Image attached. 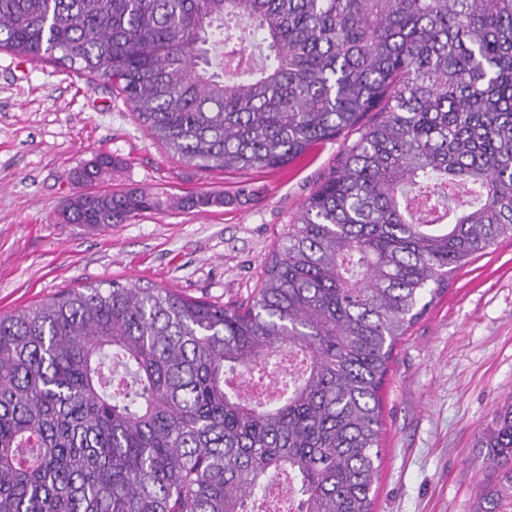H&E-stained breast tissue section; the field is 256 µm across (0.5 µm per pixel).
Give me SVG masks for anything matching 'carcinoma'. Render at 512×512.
<instances>
[{
	"label": "carcinoma",
	"mask_w": 512,
	"mask_h": 512,
	"mask_svg": "<svg viewBox=\"0 0 512 512\" xmlns=\"http://www.w3.org/2000/svg\"><path fill=\"white\" fill-rule=\"evenodd\" d=\"M0 50L112 83L201 171L342 139L248 306L114 280L0 315V512H270L281 483L372 512L395 344L512 239V0H0ZM221 202L80 192L63 220ZM477 448L472 512H512V402Z\"/></svg>",
	"instance_id": "cac0c4a2"
}]
</instances>
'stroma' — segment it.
Segmentation results:
<instances>
[{
  "mask_svg": "<svg viewBox=\"0 0 512 512\" xmlns=\"http://www.w3.org/2000/svg\"><path fill=\"white\" fill-rule=\"evenodd\" d=\"M340 141L279 171H199L153 141L110 82L0 51V314L115 279L199 300L247 303L282 225ZM119 160L105 192L221 194L224 205L144 212L87 229L61 211L72 172ZM512 398V240L475 256L394 350L381 391L373 512H472L488 475L480 430Z\"/></svg>",
  "mask_w": 512,
  "mask_h": 512,
  "instance_id": "obj_1",
  "label": "stroma"
}]
</instances>
